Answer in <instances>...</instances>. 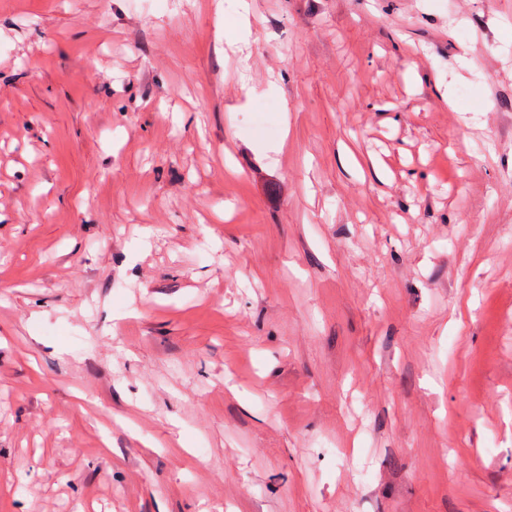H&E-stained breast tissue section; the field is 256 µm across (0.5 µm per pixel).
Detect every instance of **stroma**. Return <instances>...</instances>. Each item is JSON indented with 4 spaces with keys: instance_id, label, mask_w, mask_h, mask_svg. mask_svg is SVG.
Instances as JSON below:
<instances>
[{
    "instance_id": "1",
    "label": "stroma",
    "mask_w": 512,
    "mask_h": 512,
    "mask_svg": "<svg viewBox=\"0 0 512 512\" xmlns=\"http://www.w3.org/2000/svg\"><path fill=\"white\" fill-rule=\"evenodd\" d=\"M248 4L0 0V512H512V0Z\"/></svg>"
}]
</instances>
